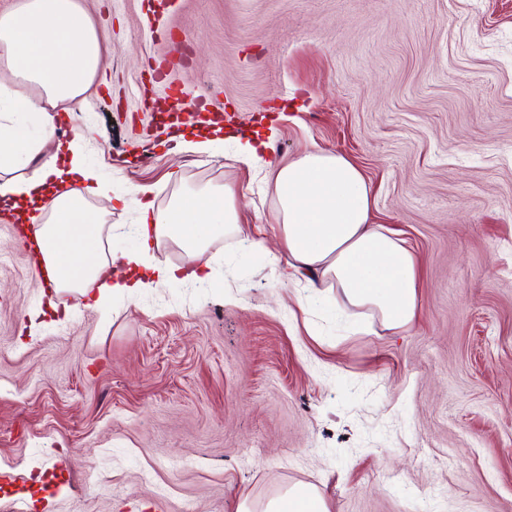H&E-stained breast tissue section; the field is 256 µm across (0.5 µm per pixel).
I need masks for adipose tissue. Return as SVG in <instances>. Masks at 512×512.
Instances as JSON below:
<instances>
[{
	"label": "adipose tissue",
	"mask_w": 512,
	"mask_h": 512,
	"mask_svg": "<svg viewBox=\"0 0 512 512\" xmlns=\"http://www.w3.org/2000/svg\"><path fill=\"white\" fill-rule=\"evenodd\" d=\"M108 50L77 0H23L0 14V60L19 79L0 87V199L21 221L37 223L32 241L39 264L57 274L55 290H75L103 307L111 295L129 298L159 285L200 279L198 267L155 261L161 239L177 242L195 261L214 236L241 233L232 188L178 199L165 210L149 202L150 187L134 232L137 251L121 254L131 275L116 278L103 257L99 216L83 206L85 195L111 199L112 187L71 149L55 142L51 107L83 102L106 64ZM41 89L32 96L30 86ZM43 160L32 175L17 176L35 155ZM275 220L288 254L291 277L308 288H336L345 307L375 310L386 329L411 327L419 315V267L414 252L396 232L371 223L372 190L345 156L306 151L271 173ZM62 188L50 215L40 202L51 187Z\"/></svg>",
	"instance_id": "adipose-tissue-1"
}]
</instances>
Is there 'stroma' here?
<instances>
[{
	"mask_svg": "<svg viewBox=\"0 0 512 512\" xmlns=\"http://www.w3.org/2000/svg\"><path fill=\"white\" fill-rule=\"evenodd\" d=\"M108 49L87 101L57 106L118 202L90 196L108 252L138 202L232 187L244 236L209 277L55 311L0 213V512H235L313 485L330 512H512V0H78ZM205 97L211 154L172 152L146 107ZM260 141L252 165L237 140ZM340 154L421 270L420 315L300 300L263 180Z\"/></svg>",
	"mask_w": 512,
	"mask_h": 512,
	"instance_id": "35a3bbf8",
	"label": "stroma"
}]
</instances>
